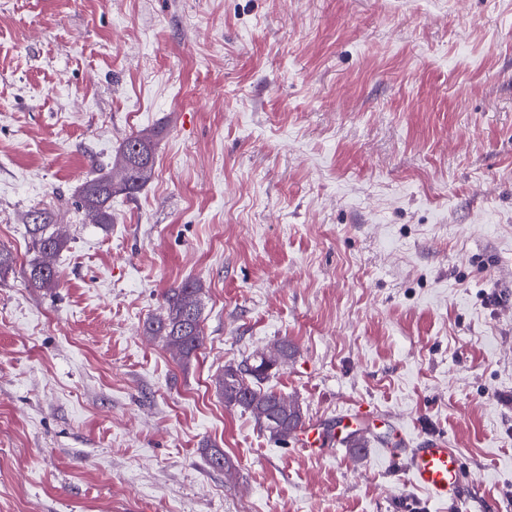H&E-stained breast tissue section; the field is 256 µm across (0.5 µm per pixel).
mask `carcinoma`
<instances>
[{"label": "carcinoma", "mask_w": 512, "mask_h": 512, "mask_svg": "<svg viewBox=\"0 0 512 512\" xmlns=\"http://www.w3.org/2000/svg\"><path fill=\"white\" fill-rule=\"evenodd\" d=\"M154 143L148 137L132 135L120 146L115 166L118 173L96 175L86 180L80 192V208L91 214L96 223H112V196L133 195L151 179L154 169ZM31 249L35 258L25 271L33 288L50 289L59 286V274L52 259L66 246L67 238L51 224L47 212H30L28 217ZM203 284L186 280L170 288L164 297L163 315L147 323L146 332L157 336L183 362L200 348L203 341L201 326V294ZM293 355V347L283 340L275 353L256 351L238 364L224 366L215 380V387L224 403L250 414L259 428L277 441L295 437L304 425L301 412L281 393L267 385L271 375ZM279 420L278 429L268 426L272 417Z\"/></svg>", "instance_id": "cac0c4a2"}]
</instances>
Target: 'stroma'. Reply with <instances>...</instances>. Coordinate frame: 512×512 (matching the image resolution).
<instances>
[{
	"label": "stroma",
	"instance_id": "obj_1",
	"mask_svg": "<svg viewBox=\"0 0 512 512\" xmlns=\"http://www.w3.org/2000/svg\"><path fill=\"white\" fill-rule=\"evenodd\" d=\"M132 134L154 174L95 224ZM0 248V512H448L388 452L428 436L512 512V0H0ZM188 279L182 362L144 325ZM282 340L270 385L369 453L225 405ZM139 155H145L146 161H137ZM154 161V143L149 137H128L121 144L112 167H118L117 175L113 172L86 180L81 187L80 208L91 214L97 224H111L112 196L120 192L128 195L139 192L152 177ZM33 215H37V218H33ZM27 219L35 258L25 271L26 278L32 288H57L59 274L52 259L64 249L68 240L56 230V224H51L47 212L31 211Z\"/></svg>",
	"mask_w": 512,
	"mask_h": 512
}]
</instances>
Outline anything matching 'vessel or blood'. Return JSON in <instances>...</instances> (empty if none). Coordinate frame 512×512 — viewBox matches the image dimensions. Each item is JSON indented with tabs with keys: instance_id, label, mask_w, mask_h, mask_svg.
Returning a JSON list of instances; mask_svg holds the SVG:
<instances>
[{
	"instance_id": "obj_1",
	"label": "vessel or blood",
	"mask_w": 512,
	"mask_h": 512,
	"mask_svg": "<svg viewBox=\"0 0 512 512\" xmlns=\"http://www.w3.org/2000/svg\"><path fill=\"white\" fill-rule=\"evenodd\" d=\"M406 471L415 488L425 491L431 500L461 512L468 481L458 453L437 437L423 439L405 451Z\"/></svg>"
}]
</instances>
